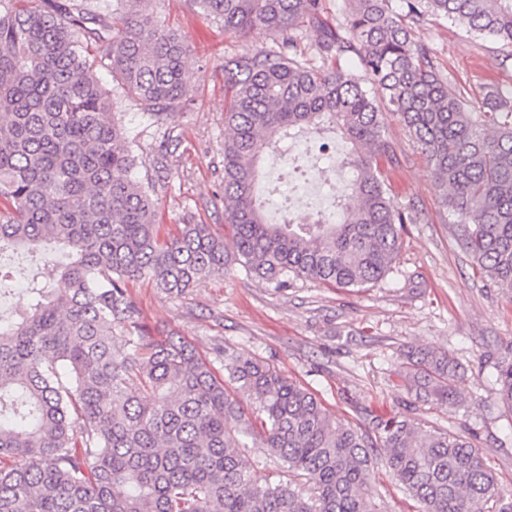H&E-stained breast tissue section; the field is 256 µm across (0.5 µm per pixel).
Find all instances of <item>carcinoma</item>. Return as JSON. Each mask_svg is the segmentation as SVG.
Returning <instances> with one entry per match:
<instances>
[{
    "label": "carcinoma",
    "mask_w": 512,
    "mask_h": 512,
    "mask_svg": "<svg viewBox=\"0 0 512 512\" xmlns=\"http://www.w3.org/2000/svg\"><path fill=\"white\" fill-rule=\"evenodd\" d=\"M196 2L230 34L280 38L276 50L224 61L231 252L207 224L158 235L156 202L130 176L136 157L111 120L100 66L159 121L191 92L188 45L148 0H116L110 14L94 0H0V254L54 244L65 256L43 255L54 278L32 276L34 304L0 317V512H377L381 471L421 512H512L470 437L422 434L402 413L353 427L267 362L218 346L221 377L190 343L153 339L127 290L148 279L179 297L236 266L278 285L381 280L417 210L386 196V103L443 187L475 270L512 293V94L488 90L486 111H470L403 22L442 15L492 38L504 64L512 0H347L335 27L319 0ZM305 20L321 67L297 58L292 31ZM335 55L356 57L359 72L329 63ZM322 126L350 145L339 219L268 223L256 194L264 156ZM400 368L416 398L450 412L467 403L448 352L411 349ZM497 372L512 410V359Z\"/></svg>",
    "instance_id": "carcinoma-1"
}]
</instances>
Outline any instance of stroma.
Wrapping results in <instances>:
<instances>
[{
	"label": "stroma",
	"mask_w": 512,
	"mask_h": 512,
	"mask_svg": "<svg viewBox=\"0 0 512 512\" xmlns=\"http://www.w3.org/2000/svg\"><path fill=\"white\" fill-rule=\"evenodd\" d=\"M148 8L190 46L184 70L192 92L163 122L126 98L111 73L98 76L112 94L114 119L137 157L136 177L157 203L160 236L180 225L207 224L231 238L224 222V114L232 91L224 84V59L276 49L278 38L259 33L243 40L205 15L196 0H150ZM429 44L441 74L469 96L480 88L512 90V63H500L493 43L434 15L415 26ZM396 158L382 165L395 207L416 205L404 225L402 250L391 271L367 288H336L305 279L288 286L249 277L241 268L213 274L182 298L161 294L145 279L129 282L144 324L159 340L174 336L207 359L216 345L263 359L316 395L333 416L354 427L370 414L402 412L421 431L449 428L470 436L512 499V410L498 399L497 365L512 358V294L475 275L442 206L443 189L399 115L383 114ZM308 160L284 155L262 167L261 192L268 222L287 218L279 209V182L300 186L324 181L327 200L342 190L341 176H323L330 157L345 150L329 129L305 133ZM449 352L464 368L460 389L469 407L456 412L416 400L400 377L408 348Z\"/></svg>",
	"instance_id": "1"
}]
</instances>
